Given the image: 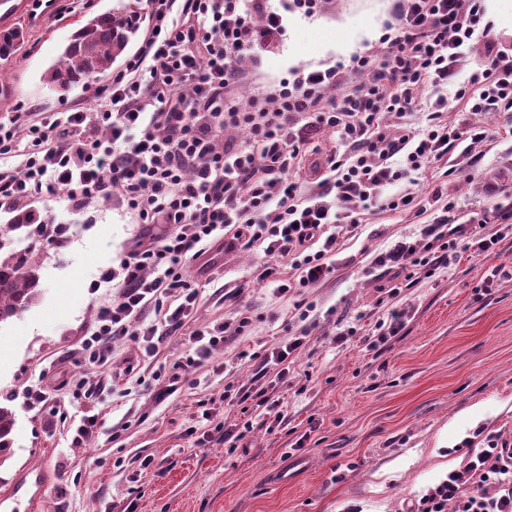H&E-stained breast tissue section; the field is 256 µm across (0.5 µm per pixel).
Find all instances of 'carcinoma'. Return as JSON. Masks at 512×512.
<instances>
[{"mask_svg": "<svg viewBox=\"0 0 512 512\" xmlns=\"http://www.w3.org/2000/svg\"><path fill=\"white\" fill-rule=\"evenodd\" d=\"M143 15L136 10L106 11L86 20L74 33L44 80L66 93L76 85L91 86L112 72L130 42L142 28ZM18 28L0 32V60L11 58L23 41ZM7 223L0 224V324L30 309L42 294L36 244L50 237L53 225L34 208H9ZM13 412L0 405V464L12 456Z\"/></svg>", "mask_w": 512, "mask_h": 512, "instance_id": "1", "label": "carcinoma"}]
</instances>
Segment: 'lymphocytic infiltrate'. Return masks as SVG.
I'll return each mask as SVG.
<instances>
[{
	"mask_svg": "<svg viewBox=\"0 0 512 512\" xmlns=\"http://www.w3.org/2000/svg\"><path fill=\"white\" fill-rule=\"evenodd\" d=\"M150 16L141 47L98 90L93 106L52 114L21 106L0 120V159H21L20 169L0 167V203H29L63 187L72 208L113 195L140 223L165 227L137 241L107 274L120 293L99 307L74 359L80 371L67 381L91 402L117 340L133 341L152 357L185 330L193 348L186 363L201 367L229 337L244 334L251 323L245 309L233 320L188 330L200 303L199 289L184 277L189 262L216 248H258L267 258L258 278L279 294L316 287L333 273L343 235L361 226V205L415 209L414 193L389 198L386 189L408 172L428 173L451 145L486 139L484 130L445 122L449 102L471 112L512 113V51L484 24L483 0H397V22L381 39L385 51L353 57L346 67L295 71L245 109L234 98L238 64L282 27L269 0H150ZM478 44L485 49L482 67L458 81L464 49ZM368 72L372 80L361 82ZM331 89L337 96L329 102ZM424 102L431 108L427 126L381 133L386 113ZM314 128L339 134L349 151L316 168L304 193L294 176ZM228 129L246 130L247 141L227 146ZM511 231L508 210L485 212L469 226L451 225L443 213L373 263L403 275L404 285L387 291L393 300L402 286L447 268L458 251L494 254ZM150 309L155 319H146ZM309 316L299 309L292 337L264 355L257 372L263 385L238 390L240 401L274 411V429L285 417L273 393L293 372ZM85 365L96 368L98 379L82 373ZM464 446L463 469L429 487L411 512H512V443L490 431Z\"/></svg>",
	"mask_w": 512,
	"mask_h": 512,
	"instance_id": "lymphocytic-infiltrate-1",
	"label": "lymphocytic infiltrate"
}]
</instances>
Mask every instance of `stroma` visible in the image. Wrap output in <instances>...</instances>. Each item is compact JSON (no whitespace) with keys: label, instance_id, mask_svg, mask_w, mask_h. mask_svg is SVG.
Wrapping results in <instances>:
<instances>
[{"label":"stroma","instance_id":"obj_1","mask_svg":"<svg viewBox=\"0 0 512 512\" xmlns=\"http://www.w3.org/2000/svg\"><path fill=\"white\" fill-rule=\"evenodd\" d=\"M64 4L62 15L52 5L23 9L10 20V27L23 29L24 43L0 61V117L21 104L48 113L92 105L95 88L62 94L45 83L44 72L86 19L131 4L150 12L147 0ZM271 5L283 27L260 59L242 61L249 81L237 97L244 101L273 91L295 69L349 64L378 47L395 21V0H324L311 16L293 0ZM448 119L485 128L487 140L449 148L432 173L409 175L398 188L416 191L428 213L445 203L457 223L472 224L505 202L500 190L512 185V135L496 112H469L454 102ZM35 205L64 231L39 257L40 300L0 325V404L15 418L0 490L22 471H43L37 512H123L132 501L137 512H409L423 490L464 467L459 448L476 429L512 442V275L499 278L490 294L481 292L489 268H512V234L499 243L498 255L463 253L448 269L403 289L404 327L377 346L369 336L388 316L378 299L390 276L372 258L416 232L420 219L413 212H367L343 239L329 280L287 296L256 281L261 250L213 252L210 268L197 261L185 270L201 293L190 326L232 320L243 305L252 316L244 335L217 348L209 368L184 366L190 349L184 335L168 339L154 358L142 356L134 342L117 341L112 375L99 400L88 403L59 387L74 371L68 353L113 295L110 284L99 283L101 271L117 264L147 228L104 200L71 209L60 190ZM235 288L242 291L236 300L229 296ZM299 303L315 309L294 376L277 391L287 428L267 432L265 411L256 405L222 404L227 424L249 421L254 428L233 449L203 442L213 426L202 419L199 401L254 383L256 356L288 339ZM350 326L355 336L331 344L334 331ZM176 365L185 381L168 394L156 372ZM37 385L59 390L66 422L27 406L26 392ZM95 413L102 418L96 433L73 445V426ZM303 433L308 441L295 448Z\"/></svg>","mask_w":512,"mask_h":512}]
</instances>
